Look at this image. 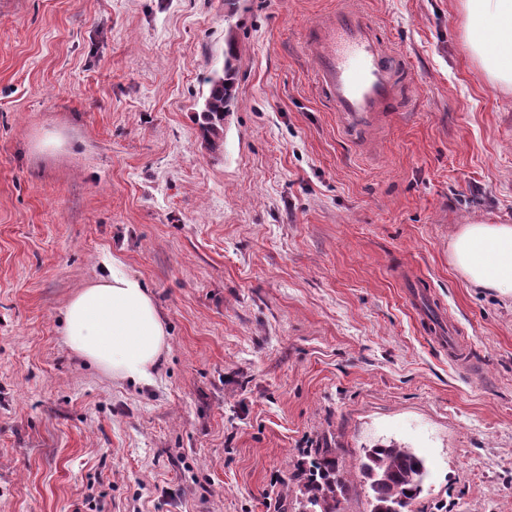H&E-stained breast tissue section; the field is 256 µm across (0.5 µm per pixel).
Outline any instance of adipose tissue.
Instances as JSON below:
<instances>
[{
  "label": "adipose tissue",
  "instance_id": "ef3b65f1",
  "mask_svg": "<svg viewBox=\"0 0 512 512\" xmlns=\"http://www.w3.org/2000/svg\"><path fill=\"white\" fill-rule=\"evenodd\" d=\"M469 44L490 81L512 86V0H462ZM450 260L477 288L512 298V224H463ZM69 350L116 381L152 382L167 333L156 305L134 278L112 276L82 288L63 313Z\"/></svg>",
  "mask_w": 512,
  "mask_h": 512
}]
</instances>
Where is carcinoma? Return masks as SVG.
<instances>
[{
	"label": "carcinoma",
	"mask_w": 512,
	"mask_h": 512,
	"mask_svg": "<svg viewBox=\"0 0 512 512\" xmlns=\"http://www.w3.org/2000/svg\"><path fill=\"white\" fill-rule=\"evenodd\" d=\"M237 58L235 43L229 39L222 71L204 78L209 92L198 113V122L213 152L224 144V119L235 106ZM358 471L370 491V512H407L423 493L428 474L422 457L410 448L396 445L362 449ZM294 479L300 481L302 512H341L339 496L344 494L347 478L333 449H318Z\"/></svg>",
	"instance_id": "1"
}]
</instances>
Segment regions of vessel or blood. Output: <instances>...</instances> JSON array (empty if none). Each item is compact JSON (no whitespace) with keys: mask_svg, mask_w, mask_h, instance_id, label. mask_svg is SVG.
Returning a JSON list of instances; mask_svg holds the SVG:
<instances>
[{"mask_svg":"<svg viewBox=\"0 0 512 512\" xmlns=\"http://www.w3.org/2000/svg\"><path fill=\"white\" fill-rule=\"evenodd\" d=\"M319 93L344 134L361 142L404 99L409 72L389 52L379 26L347 9L311 25L306 37Z\"/></svg>","mask_w":512,"mask_h":512,"instance_id":"1","label":"vessel or blood"}]
</instances>
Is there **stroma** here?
Listing matches in <instances>:
<instances>
[{"instance_id": "stroma-1", "label": "stroma", "mask_w": 512, "mask_h": 512, "mask_svg": "<svg viewBox=\"0 0 512 512\" xmlns=\"http://www.w3.org/2000/svg\"><path fill=\"white\" fill-rule=\"evenodd\" d=\"M343 2L0 0V512H299L318 448L369 512L380 444L427 461L411 512H512V299L448 259L459 225L512 224V90L459 0H356L412 74L356 149L305 46ZM230 34L214 153L195 115ZM115 271L167 326L149 385L63 343L69 299Z\"/></svg>"}]
</instances>
